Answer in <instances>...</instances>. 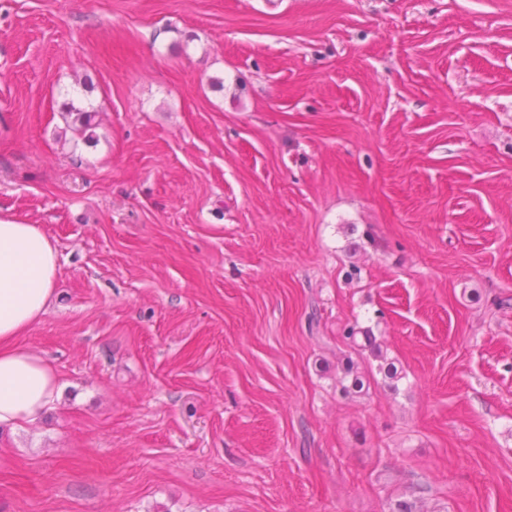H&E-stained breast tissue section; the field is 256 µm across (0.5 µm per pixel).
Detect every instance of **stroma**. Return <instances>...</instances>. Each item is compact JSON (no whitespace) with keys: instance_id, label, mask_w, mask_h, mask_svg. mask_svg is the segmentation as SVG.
<instances>
[{"instance_id":"35a3bbf8","label":"stroma","mask_w":512,"mask_h":512,"mask_svg":"<svg viewBox=\"0 0 512 512\" xmlns=\"http://www.w3.org/2000/svg\"><path fill=\"white\" fill-rule=\"evenodd\" d=\"M0 219L68 384L0 512H512V0H0ZM67 116L73 118L72 123L75 125V130L81 134L86 133L92 127V122L95 119L96 112L92 109L76 104L74 100H70L64 104ZM343 337L348 341L350 348L353 349L355 353L363 355L365 351H369L375 360L380 362L377 368L378 374H383L385 378L390 380L398 378V368L394 362L386 358L383 351L380 349V345L376 343L375 336H371L368 331L361 330L356 326H351L345 330V336Z\"/></svg>"}]
</instances>
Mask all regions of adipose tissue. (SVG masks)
I'll use <instances>...</instances> for the list:
<instances>
[{"label": "adipose tissue", "instance_id": "ef3b65f1", "mask_svg": "<svg viewBox=\"0 0 512 512\" xmlns=\"http://www.w3.org/2000/svg\"><path fill=\"white\" fill-rule=\"evenodd\" d=\"M57 278V250L41 227L0 220V432L38 425L66 388L19 343L50 307Z\"/></svg>", "mask_w": 512, "mask_h": 512}]
</instances>
